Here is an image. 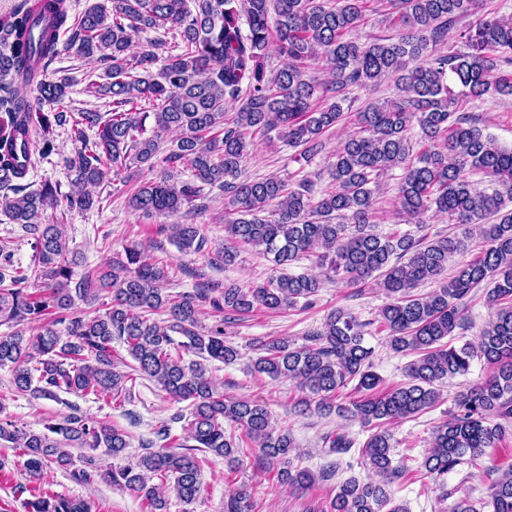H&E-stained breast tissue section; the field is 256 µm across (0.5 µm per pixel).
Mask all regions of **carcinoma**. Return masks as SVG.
<instances>
[{
    "label": "carcinoma",
    "instance_id": "cac0c4a2",
    "mask_svg": "<svg viewBox=\"0 0 512 512\" xmlns=\"http://www.w3.org/2000/svg\"><path fill=\"white\" fill-rule=\"evenodd\" d=\"M369 2L95 0L78 16L71 14L70 0H15L0 8V210L34 239L37 260L33 269L15 265L10 241L0 240V317L18 326L41 323L29 336L22 328L0 336V367L10 368L16 391L36 399L56 400L66 392L115 400L133 380L112 359V341L120 340L139 375L174 400L190 402L188 438L196 442L175 450L171 424L183 419L177 412L142 440L135 463L101 472L90 456L76 467L70 449L104 448L119 457L130 447L124 430L77 409L46 421L41 430L0 418V447L23 451L31 481L54 463L78 482L98 476L147 500L150 512H166L163 490L186 504L201 492L197 450L211 451L231 468L239 464V444L224 431L228 424L276 468L278 484L295 490L315 485L325 473L298 464L294 438L273 429L265 406L224 397L204 365L185 363L180 349L231 364L238 352L224 341L226 321L256 309L286 310L302 299L309 304L326 279L357 286L375 277L389 298L379 314L389 347L414 359L406 366L407 382L380 389L373 350L365 342L372 322L343 307L308 332L300 347L282 338L259 342L254 370L295 382L304 409L334 411L370 428L360 445L338 430L321 441L330 454L358 448L361 464L378 479L349 478L336 487L329 507L311 500L305 512H409L390 490L408 468L394 463L386 426L435 408L440 386L466 375L476 359L488 374L458 392L448 418L432 430L418 474L450 498L448 474L479 465L486 449L505 441L512 425V149L499 147L478 118L457 114L456 101L459 95H512V72L503 69L512 63V18L479 20L461 35L465 51L445 53L438 46L448 26L473 14L479 0H392L389 21L404 32L361 42L352 32L364 23ZM173 31L183 50L163 57ZM148 32L154 37L132 54ZM272 48L281 65L269 75L266 54ZM65 50L105 66V81L93 71L85 80L88 91L112 99V108L63 106L68 79L49 65ZM315 62L324 63L328 81L308 77ZM389 79L396 98L355 113V130L332 154V190L318 196L306 178H242L255 135L275 131L296 150L295 160L308 161L322 151L323 134L342 120L345 93ZM230 102L239 103L232 116L224 112ZM65 126L74 143L64 159L74 173L69 191L48 181L29 188L25 180L35 155L52 154L53 129ZM415 126L423 144L417 152ZM173 132L178 138L164 147ZM395 168L403 171L397 203L404 214L415 219L434 211L464 226L463 232L380 234L374 193L379 176ZM109 169L152 174L131 193L128 206L142 219L175 218L160 232H169L185 253L201 254L207 246L188 207L207 209L205 189L218 190L224 194V245L217 255L224 265L235 264L250 246L281 273L259 284L197 286L172 295L165 267L148 261L136 243L126 247L125 259L75 277L81 256L68 249L62 225L43 218L49 210L64 216L102 203L97 188ZM474 172L490 178L492 190L478 188L469 179ZM475 235L485 248L448 274V259L464 254ZM307 257L316 258L320 274L282 272ZM423 283L435 288L416 294ZM483 283L490 285L491 315L478 343L448 345L456 330L467 329L464 301ZM103 291L110 294L104 313L84 317L74 311L76 301L93 304ZM205 304L216 317L209 327L199 325ZM352 381L359 396L335 402ZM495 471L487 500L477 507L464 495L451 512H512V462ZM252 494L246 484L236 487L224 499V512H250ZM26 507L92 512L85 500L45 492L33 493Z\"/></svg>",
    "mask_w": 512,
    "mask_h": 512
}]
</instances>
